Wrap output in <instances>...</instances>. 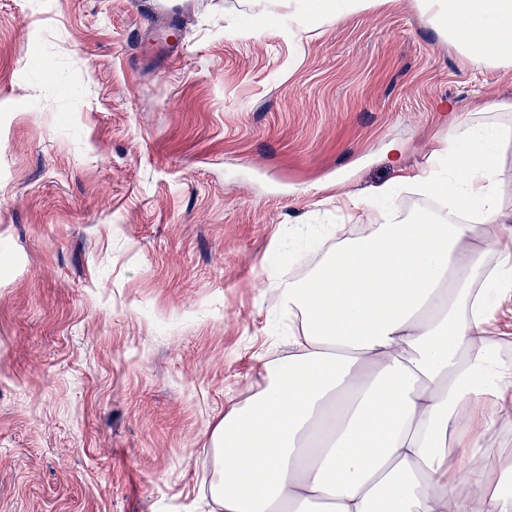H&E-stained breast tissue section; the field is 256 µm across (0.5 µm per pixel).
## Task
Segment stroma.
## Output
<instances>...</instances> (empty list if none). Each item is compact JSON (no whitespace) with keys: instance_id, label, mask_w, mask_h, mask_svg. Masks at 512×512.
Instances as JSON below:
<instances>
[{"instance_id":"obj_1","label":"stroma","mask_w":512,"mask_h":512,"mask_svg":"<svg viewBox=\"0 0 512 512\" xmlns=\"http://www.w3.org/2000/svg\"><path fill=\"white\" fill-rule=\"evenodd\" d=\"M483 97L512 67L400 0L301 36L245 0H0V512H210L208 432L285 351L273 247L355 234L336 196Z\"/></svg>"}]
</instances>
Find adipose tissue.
Segmentation results:
<instances>
[{
  "mask_svg": "<svg viewBox=\"0 0 512 512\" xmlns=\"http://www.w3.org/2000/svg\"><path fill=\"white\" fill-rule=\"evenodd\" d=\"M255 23L304 34L382 0H256ZM471 65H512V0H407ZM489 102L458 122L404 189L437 202L404 213L390 185L348 192L365 212L306 277L276 281L288 350L261 389L209 431L212 512H512V455L484 437L512 402L496 315L512 299V125ZM493 227L489 240L478 233Z\"/></svg>",
  "mask_w": 512,
  "mask_h": 512,
  "instance_id": "ef3b65f1",
  "label": "adipose tissue"
}]
</instances>
